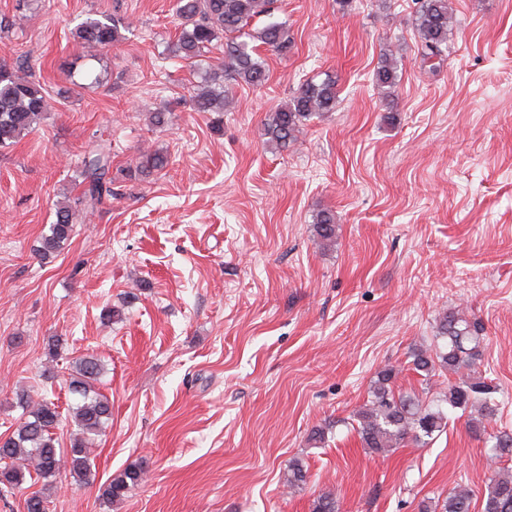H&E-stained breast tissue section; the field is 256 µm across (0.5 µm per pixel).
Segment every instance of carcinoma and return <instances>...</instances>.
<instances>
[{"label":"carcinoma","instance_id":"carcinoma-1","mask_svg":"<svg viewBox=\"0 0 512 512\" xmlns=\"http://www.w3.org/2000/svg\"><path fill=\"white\" fill-rule=\"evenodd\" d=\"M274 0H175V14L180 32L171 43L172 54L192 64H200L213 41L224 36V67L206 68L200 74V85L193 89L191 100L199 112H224L231 100L224 94V80L243 82L257 87L268 79L265 60L259 55L258 41L271 51H288L290 39L286 23L274 20ZM263 26L249 40L241 39V31L256 20ZM454 24L450 0H420L415 17V36L420 54L425 59L441 57L448 49V35ZM130 29L125 17L118 13L88 12L72 32L75 42L109 51L124 39L122 31ZM381 94L389 96L398 82V60L392 50L383 52L374 74ZM336 80L328 77L320 82L302 84L285 105L270 113L265 123L269 141L286 148L296 140V133L306 122L322 118L336 109ZM51 111L49 98L36 80L27 60L19 59L10 66L0 58V147L18 142L31 132ZM168 166V156L158 150L141 155L137 171L148 175ZM81 195L71 204L60 205L49 233L43 235L33 252L42 261L55 257L70 241L79 217L112 202V152L108 140L100 137L89 143L81 160ZM316 235L323 245L336 240V218L329 212L317 215ZM438 337L443 344L434 351H416L413 369L431 381L446 370L460 375V382L448 384L435 404L394 390L399 371L385 367L377 379L363 409L356 413L358 436L369 453L384 455L410 439L421 445L434 439L448 424V411L476 410L468 426L479 431L483 421L497 411L493 394L497 386L488 383L476 368L481 336L477 322L462 313L446 312L437 319ZM68 389L76 398L69 405L70 418L77 433L70 448L62 450L55 429L61 414L58 406L47 400L33 402L22 389L15 392L14 404L22 409L23 421L8 435L0 436V491L14 490L26 482L25 471L33 470L35 480L53 485L61 469L83 483L95 478L89 457L91 440L100 436L112 419L110 400L96 388L103 372L101 361L92 354L72 361ZM495 456L512 455V433L504 430L488 435ZM146 474L142 463L128 467L99 488V498L110 507L134 487ZM306 482V471L297 461L288 464L284 483L295 489ZM471 490L459 485L448 493L441 512H471ZM311 512H337L336 497L322 493L312 502ZM482 512H512V473L493 470L486 483Z\"/></svg>","mask_w":512,"mask_h":512}]
</instances>
